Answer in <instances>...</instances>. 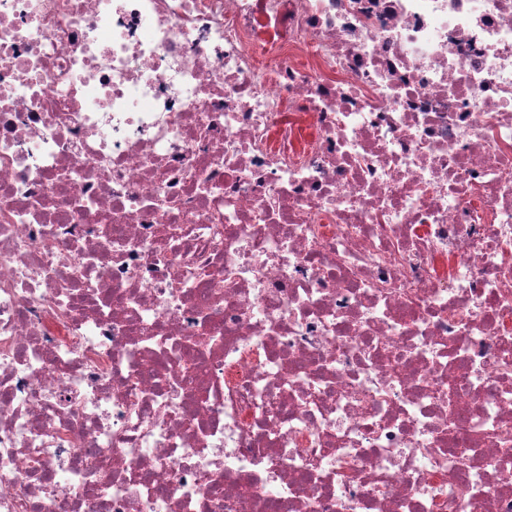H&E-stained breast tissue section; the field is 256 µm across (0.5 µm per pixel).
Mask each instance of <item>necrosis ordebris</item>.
Instances as JSON below:
<instances>
[{
    "mask_svg": "<svg viewBox=\"0 0 512 512\" xmlns=\"http://www.w3.org/2000/svg\"><path fill=\"white\" fill-rule=\"evenodd\" d=\"M0 512H512V0H0Z\"/></svg>",
    "mask_w": 512,
    "mask_h": 512,
    "instance_id": "1",
    "label": "necrosis or debris"
}]
</instances>
